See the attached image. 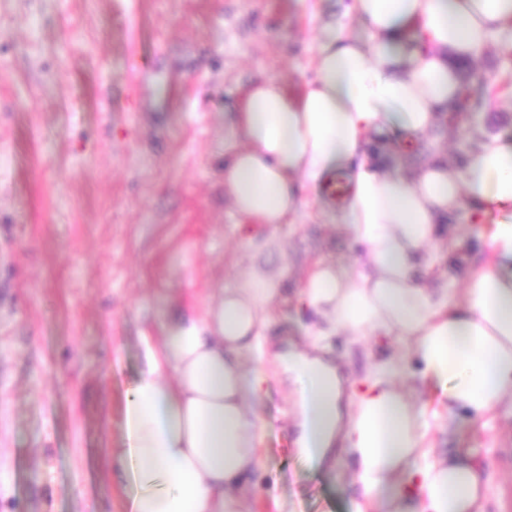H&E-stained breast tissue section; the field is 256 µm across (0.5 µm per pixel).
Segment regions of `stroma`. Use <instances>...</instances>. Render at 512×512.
Returning a JSON list of instances; mask_svg holds the SVG:
<instances>
[{
	"instance_id": "obj_1",
	"label": "stroma",
	"mask_w": 512,
	"mask_h": 512,
	"mask_svg": "<svg viewBox=\"0 0 512 512\" xmlns=\"http://www.w3.org/2000/svg\"><path fill=\"white\" fill-rule=\"evenodd\" d=\"M341 0H0V512H130L132 477L110 465L121 404L183 314L224 288L275 278L267 330L315 327L300 286L320 261L350 264L319 200L291 224H240L224 197V113L251 80L298 94ZM470 68L485 103L456 136L419 149L458 164L489 131L512 143V29ZM431 249L434 285L458 288L478 225ZM325 345L360 382L395 343ZM262 475L251 512H354L350 458L312 468L293 445L288 390L266 366ZM437 434L470 449L495 484L484 512H512V418Z\"/></svg>"
}]
</instances>
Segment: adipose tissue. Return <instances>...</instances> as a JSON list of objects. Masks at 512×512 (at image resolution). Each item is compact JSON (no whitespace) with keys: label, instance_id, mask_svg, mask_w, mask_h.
<instances>
[{"label":"adipose tissue","instance_id":"obj_1","mask_svg":"<svg viewBox=\"0 0 512 512\" xmlns=\"http://www.w3.org/2000/svg\"><path fill=\"white\" fill-rule=\"evenodd\" d=\"M509 27L512 0H347L299 97L269 77L224 115V194L240 223H288L309 191L348 176L340 229L361 251L350 267L316 264L301 295L319 335L403 344L419 382L446 400L440 412L417 405L395 356L356 391L320 345L277 352L298 452L324 470L350 456L355 512H482L489 491L467 449L439 457L425 439L447 415L512 416V145L484 134L462 170L428 156L407 178L396 164L442 128L462 63ZM459 212L498 219L455 300L421 270L442 218ZM280 294L274 280L224 289L204 318L174 322L162 352H147L121 406L126 446L111 459L133 475L131 512H249L265 367L243 354L262 347Z\"/></svg>","mask_w":512,"mask_h":512}]
</instances>
